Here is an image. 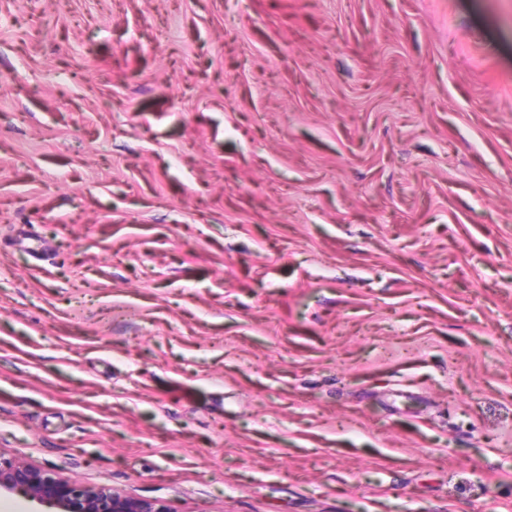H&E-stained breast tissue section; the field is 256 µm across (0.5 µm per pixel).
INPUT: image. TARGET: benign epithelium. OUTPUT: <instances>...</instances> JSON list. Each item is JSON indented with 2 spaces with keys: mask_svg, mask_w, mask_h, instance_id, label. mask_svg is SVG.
Returning <instances> with one entry per match:
<instances>
[{
  "mask_svg": "<svg viewBox=\"0 0 512 512\" xmlns=\"http://www.w3.org/2000/svg\"><path fill=\"white\" fill-rule=\"evenodd\" d=\"M0 490L21 494L28 501L59 512H168L156 502H120L105 489L61 481L40 469L0 455Z\"/></svg>",
  "mask_w": 512,
  "mask_h": 512,
  "instance_id": "7a95c632",
  "label": "benign epithelium"
}]
</instances>
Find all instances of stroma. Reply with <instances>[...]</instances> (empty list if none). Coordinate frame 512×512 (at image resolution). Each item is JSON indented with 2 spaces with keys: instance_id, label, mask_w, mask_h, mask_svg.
Wrapping results in <instances>:
<instances>
[{
  "instance_id": "1",
  "label": "stroma",
  "mask_w": 512,
  "mask_h": 512,
  "mask_svg": "<svg viewBox=\"0 0 512 512\" xmlns=\"http://www.w3.org/2000/svg\"><path fill=\"white\" fill-rule=\"evenodd\" d=\"M0 455L512 512V0H0Z\"/></svg>"
}]
</instances>
